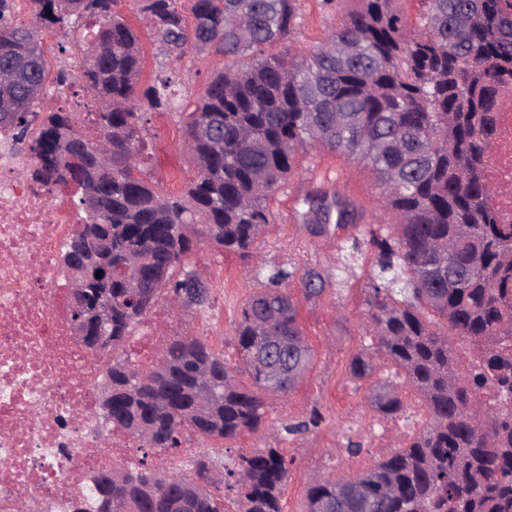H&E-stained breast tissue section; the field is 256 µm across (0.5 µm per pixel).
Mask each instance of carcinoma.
<instances>
[{"label": "carcinoma", "instance_id": "carcinoma-1", "mask_svg": "<svg viewBox=\"0 0 512 512\" xmlns=\"http://www.w3.org/2000/svg\"><path fill=\"white\" fill-rule=\"evenodd\" d=\"M32 20L11 19L0 0V69L14 81L0 94V134L27 144L23 179L48 189L79 188L81 232L62 247L59 264L86 279L84 307L112 305V346L103 373L112 397L96 414L131 434L140 449L176 454L189 433L225 444L264 422L269 372L257 356L266 337L306 344L297 308L278 270L244 302L231 364L202 336H178L142 369L121 354L137 325L165 293L205 308L210 289L189 286L184 259L195 247L251 256L270 223L269 197L292 175L295 154L316 143L369 168L387 223L397 235L369 229L376 252L367 300L371 347L398 369L402 384L378 386L381 415L403 409L399 386L424 402V429L369 470L330 481L309 480L308 512H512V224L487 206L483 167L494 144L495 99L512 77V0H420L410 25L400 0H362L363 7L307 54H290L299 0H190L187 23L178 0H135L167 56L216 47L224 72L188 115L184 149L197 170L179 195L142 177L143 116L167 112L176 82L159 76L140 85L141 43L112 6L116 0H31ZM75 18L90 30L78 45L86 94L98 104L87 132L74 112L47 108L48 62L32 44L45 21ZM281 44L283 49L266 50ZM112 142L105 168L92 152ZM328 224L346 208L306 198ZM101 277H96V273ZM468 341L474 358L455 340ZM362 380L373 370L364 352L349 364ZM248 374L252 387L238 373ZM214 469L207 452L188 471H157L147 461L89 478L87 497L71 512H224V500L188 478ZM236 512H282L288 462L263 448L224 466Z\"/></svg>", "mask_w": 512, "mask_h": 512}]
</instances>
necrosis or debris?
I'll return each instance as SVG.
<instances>
[{"label": "necrosis or debris", "instance_id": "1", "mask_svg": "<svg viewBox=\"0 0 512 512\" xmlns=\"http://www.w3.org/2000/svg\"><path fill=\"white\" fill-rule=\"evenodd\" d=\"M485 179L512 223V84L499 92ZM73 187L46 190L0 160V512H68L87 476L129 463L137 439L95 417L105 356L70 325L56 258L77 231Z\"/></svg>", "mask_w": 512, "mask_h": 512}]
</instances>
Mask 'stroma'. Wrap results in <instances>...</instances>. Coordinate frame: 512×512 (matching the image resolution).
Listing matches in <instances>:
<instances>
[{
	"mask_svg": "<svg viewBox=\"0 0 512 512\" xmlns=\"http://www.w3.org/2000/svg\"><path fill=\"white\" fill-rule=\"evenodd\" d=\"M360 7L359 0H300V26L291 41L293 52L316 50L350 12ZM116 10L138 32L142 42L140 84L150 83L162 72L178 84L180 93L174 110L146 115V150L140 167L161 191L181 193L196 175L192 159L182 149L187 116L209 81L223 71L224 56L212 50H194L181 61H171L158 47L133 0H118ZM314 190L320 191L325 204L347 203L354 212L353 221L340 226L330 223L321 234H310L302 215L307 210L304 200ZM269 207L271 222L255 242L252 257L208 247L186 256V269L206 280L211 302L208 308L196 309L185 307L172 296L161 299L158 307L166 316L159 332L168 338L186 333L206 337L227 359L236 360L232 338L241 307L258 277L279 270L288 272L284 286L294 297L300 324L314 351L311 365L287 401L269 400L270 430L243 435L224 446L212 443L207 450L230 462L255 449L277 445L289 468L282 496L283 512H306L305 490L313 475L332 479L339 470H355L353 464L336 459L328 446L329 436L342 433L348 441H365L363 434L348 431L345 416L334 400L337 388H344L353 400L367 407L372 389L395 377L394 367L380 354L373 357L374 370L369 378L356 381L348 373L350 359L371 343L366 323L372 255L366 250L348 262L344 248L356 231L383 225L385 213L380 190L362 164L315 145L299 152L291 177L270 199ZM309 271L318 273L323 280L324 291L319 296H308L303 290L301 280ZM314 412L321 420L304 433L273 431L274 426L308 419Z\"/></svg>",
	"mask_w": 512,
	"mask_h": 512,
	"instance_id": "stroma-1",
	"label": "stroma"
}]
</instances>
